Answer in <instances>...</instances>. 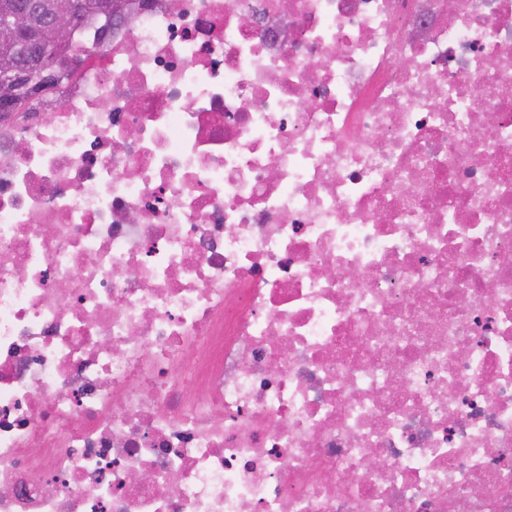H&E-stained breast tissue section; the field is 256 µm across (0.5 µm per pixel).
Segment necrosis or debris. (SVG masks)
<instances>
[{"mask_svg":"<svg viewBox=\"0 0 512 512\" xmlns=\"http://www.w3.org/2000/svg\"><path fill=\"white\" fill-rule=\"evenodd\" d=\"M128 4L0 111V512H512V0Z\"/></svg>","mask_w":512,"mask_h":512,"instance_id":"obj_1","label":"necrosis or debris"}]
</instances>
